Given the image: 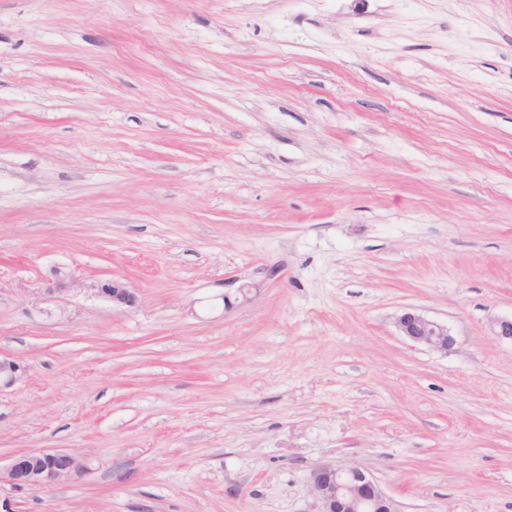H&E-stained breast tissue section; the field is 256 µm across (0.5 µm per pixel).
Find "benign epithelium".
<instances>
[{"label": "benign epithelium", "mask_w": 512, "mask_h": 512, "mask_svg": "<svg viewBox=\"0 0 512 512\" xmlns=\"http://www.w3.org/2000/svg\"><path fill=\"white\" fill-rule=\"evenodd\" d=\"M98 294L120 307L138 305L135 290L122 279H109L94 285ZM399 335L432 350L446 352L454 338L448 326L415 311L396 318ZM492 334L512 341V318L491 321ZM26 367L12 357L0 355V387L20 381ZM80 470L78 457L69 452L33 451L16 456L0 469V482L19 488L44 487L66 479ZM310 484L317 504L316 512H399L371 474L355 463L325 461L310 473Z\"/></svg>", "instance_id": "benign-epithelium-1"}]
</instances>
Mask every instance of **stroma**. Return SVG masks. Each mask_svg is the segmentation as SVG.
Listing matches in <instances>:
<instances>
[{
    "label": "stroma",
    "instance_id": "35a3bbf8",
    "mask_svg": "<svg viewBox=\"0 0 512 512\" xmlns=\"http://www.w3.org/2000/svg\"><path fill=\"white\" fill-rule=\"evenodd\" d=\"M511 316L512 0H0V512H512ZM93 287L96 288L98 294L112 301V304L120 307H135L138 305L139 297L137 293L122 279L112 278L99 281ZM395 324L400 336L435 351L448 352L454 343L448 326L415 311L402 313ZM26 373V367L12 357L0 354V388L11 386L20 381ZM80 470L78 457L69 452L33 451L16 456L2 470L0 482L19 488L44 487L66 479ZM316 512H400L371 474L355 463L325 461L310 473Z\"/></svg>",
    "mask_w": 512,
    "mask_h": 512
}]
</instances>
